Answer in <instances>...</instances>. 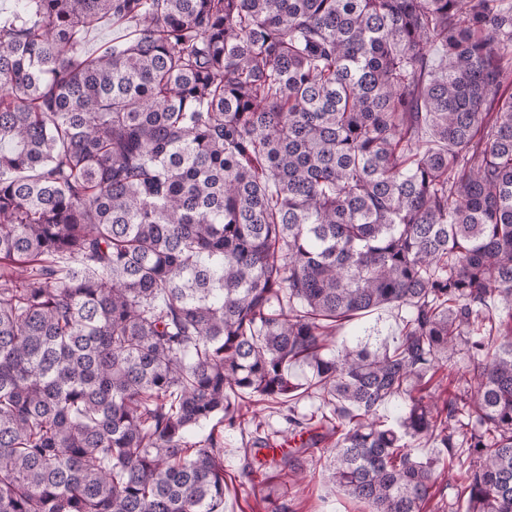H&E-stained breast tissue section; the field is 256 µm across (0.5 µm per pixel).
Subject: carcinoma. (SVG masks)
Wrapping results in <instances>:
<instances>
[{"instance_id":"obj_1","label":"carcinoma","mask_w":512,"mask_h":512,"mask_svg":"<svg viewBox=\"0 0 512 512\" xmlns=\"http://www.w3.org/2000/svg\"><path fill=\"white\" fill-rule=\"evenodd\" d=\"M103 19L134 34L89 56ZM388 308L395 339L336 344ZM240 394L287 423L271 512L332 437L368 512H422L454 461L436 512H512V6L15 0L0 512H224V428L262 426ZM401 314L404 313H401L400 310L398 312L397 309L375 311L346 323L337 336H339V339L349 337L360 332L364 327L373 325H376L382 331V336H397L401 325Z\"/></svg>"}]
</instances>
